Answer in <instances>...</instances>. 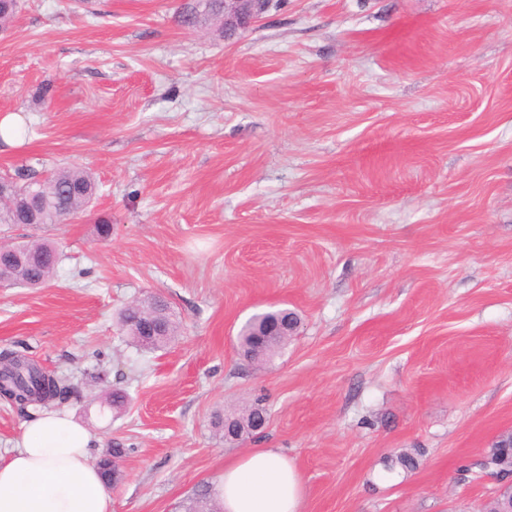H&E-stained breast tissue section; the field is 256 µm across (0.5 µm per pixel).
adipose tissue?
I'll return each mask as SVG.
<instances>
[{
    "mask_svg": "<svg viewBox=\"0 0 512 512\" xmlns=\"http://www.w3.org/2000/svg\"><path fill=\"white\" fill-rule=\"evenodd\" d=\"M94 438L67 413L27 418L10 456L0 457V512H112V496L90 461ZM215 497L223 512H302L303 486L277 450L226 463Z\"/></svg>",
    "mask_w": 512,
    "mask_h": 512,
    "instance_id": "obj_1",
    "label": "adipose tissue"
}]
</instances>
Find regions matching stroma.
<instances>
[{"label": "stroma", "instance_id": "stroma-1", "mask_svg": "<svg viewBox=\"0 0 512 512\" xmlns=\"http://www.w3.org/2000/svg\"><path fill=\"white\" fill-rule=\"evenodd\" d=\"M191 2L21 0L0 30V175L99 185L91 214L0 224L62 256L0 288V351L70 377L92 461L126 448L112 512H182L255 448L303 512H485L512 432V0H279L230 40L183 26ZM149 295L181 322L155 351L119 324ZM279 308L287 347L244 359ZM259 396L264 430L219 440ZM271 321L277 323L270 325L265 336H256ZM285 321L288 324L279 323ZM292 323L298 324V318L287 309L255 314L239 329L236 343L256 363L266 364L288 345V337L296 330L288 327ZM272 336H279V340Z\"/></svg>", "mask_w": 512, "mask_h": 512}]
</instances>
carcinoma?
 Listing matches in <instances>:
<instances>
[{"mask_svg": "<svg viewBox=\"0 0 512 512\" xmlns=\"http://www.w3.org/2000/svg\"><path fill=\"white\" fill-rule=\"evenodd\" d=\"M222 22L221 3L212 0L208 10L199 19L193 21L186 16L181 17L185 26L207 25ZM17 185L21 190L29 192L30 202L35 216L44 224H58L71 217L83 214L89 210L95 200L98 187L89 172L72 166L55 170L50 176L39 179L36 171L27 169L19 175V181H9V185ZM19 247L27 254L22 261L11 264V274L14 284L29 288L46 285L57 273L56 247L47 242L21 243ZM143 314L160 326L159 335L154 337L155 348L167 345L179 334L180 322L168 310V302L156 299L150 295L139 302ZM298 323V318L288 310L267 311L253 315L239 329L236 336L237 345L250 355L257 363L266 364L282 349L288 346V337L260 335L261 330L269 322ZM0 380L7 385L22 387L29 391L30 398L19 399L9 392L3 396L22 406L47 407L54 402L66 401L73 387L65 377H54L44 373L35 363L16 352L0 354ZM265 409L255 400L235 409L228 416L216 414L212 425L215 435L224 438V419L233 421L236 428L244 431L256 427L262 419ZM184 512H219V507L209 488L197 491L184 506Z\"/></svg>", "mask_w": 512, "mask_h": 512, "instance_id": "cac0c4a2", "label": "carcinoma"}]
</instances>
